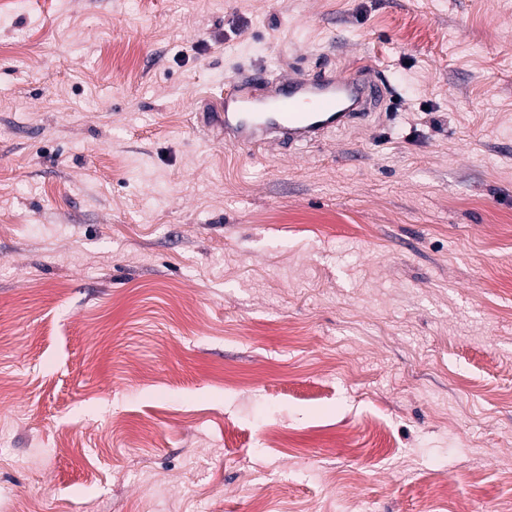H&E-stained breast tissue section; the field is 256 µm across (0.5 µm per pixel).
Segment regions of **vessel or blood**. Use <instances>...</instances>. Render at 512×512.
Returning <instances> with one entry per match:
<instances>
[{"label":"vessel or blood","instance_id":"vessel-or-blood-1","mask_svg":"<svg viewBox=\"0 0 512 512\" xmlns=\"http://www.w3.org/2000/svg\"><path fill=\"white\" fill-rule=\"evenodd\" d=\"M388 90L382 79L358 80L303 74L256 84L244 78L229 86L216 118L239 149L320 140L328 131L362 123Z\"/></svg>","mask_w":512,"mask_h":512}]
</instances>
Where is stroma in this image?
Segmentation results:
<instances>
[{"instance_id":"35a3bbf8","label":"stroma","mask_w":512,"mask_h":512,"mask_svg":"<svg viewBox=\"0 0 512 512\" xmlns=\"http://www.w3.org/2000/svg\"><path fill=\"white\" fill-rule=\"evenodd\" d=\"M0 315V506L512 512V0H0ZM256 84L255 78H243L230 85L224 115L215 119L224 124L225 137L247 153L279 144L289 149L320 140L336 127L362 123L388 90L380 77L324 75L315 80L300 73Z\"/></svg>"}]
</instances>
